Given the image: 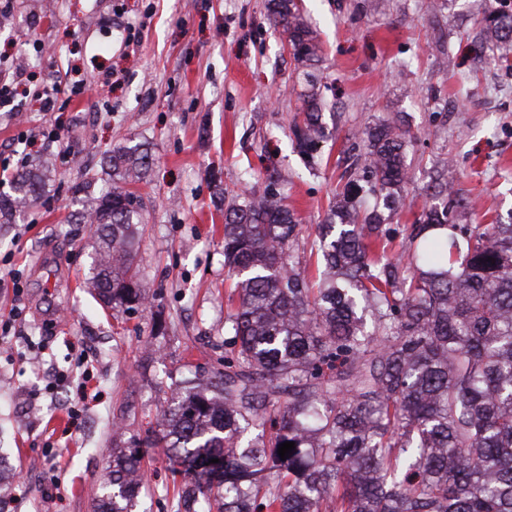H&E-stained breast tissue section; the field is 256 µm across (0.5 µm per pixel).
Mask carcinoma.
<instances>
[{
	"label": "carcinoma",
	"instance_id": "carcinoma-1",
	"mask_svg": "<svg viewBox=\"0 0 512 512\" xmlns=\"http://www.w3.org/2000/svg\"><path fill=\"white\" fill-rule=\"evenodd\" d=\"M304 67L320 61L298 0H269ZM471 52L499 63L512 49V15L491 11ZM307 152L332 137L318 79L306 72ZM413 136L382 121L366 132L362 182L353 173L317 225L321 287L298 268L300 220L266 186L224 210V266L238 294L224 368L182 382L144 439L112 448L97 512H131L147 483L143 448L167 449L188 496L221 512H512V224H455L467 205L446 195L417 219L409 246L390 256L397 230L382 210L403 203ZM112 190L98 197L87 283L104 304L143 306L136 267L143 146L112 150ZM27 171L0 196V221L38 197ZM373 205L359 210L360 194ZM377 319L366 329L365 312ZM257 431L254 443L241 436ZM295 442L286 459L279 445Z\"/></svg>",
	"mask_w": 512,
	"mask_h": 512
}]
</instances>
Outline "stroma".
I'll return each mask as SVG.
<instances>
[{
    "label": "stroma",
    "instance_id": "35a3bbf8",
    "mask_svg": "<svg viewBox=\"0 0 512 512\" xmlns=\"http://www.w3.org/2000/svg\"><path fill=\"white\" fill-rule=\"evenodd\" d=\"M267 2L0 0V82L27 90L0 106V152L17 149L19 132L36 133L29 165L47 175L38 201L0 224V262L24 288L19 298L0 288V317L22 310L0 343V450L15 477L5 512H94L113 426L144 433L176 382L217 368L237 304L222 199L262 191L265 171L279 175L302 219L299 261L314 285L316 226L341 174L363 166L364 132L381 120L417 137L404 205L389 224H414L440 180L469 203L467 223L512 211V65L467 52L497 0H302L334 130L307 155L292 133L302 67L268 24ZM55 84L81 88L58 112L73 146L64 161L58 143L41 138L48 117L31 98ZM136 143L152 157L135 187L139 281L151 306L128 314L104 308L84 284L92 233L83 214L112 185L107 155ZM59 371L68 385L47 392ZM82 384L93 398L74 422ZM142 465L148 488L136 512H185L184 480L165 449H149Z\"/></svg>",
    "mask_w": 512,
    "mask_h": 512
}]
</instances>
